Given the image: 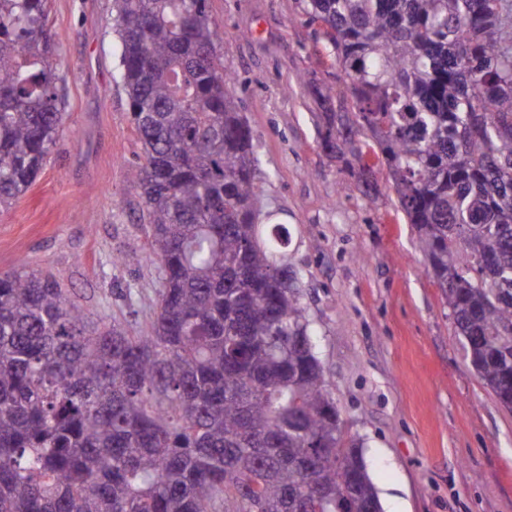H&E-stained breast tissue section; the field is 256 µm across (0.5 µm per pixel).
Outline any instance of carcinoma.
I'll list each match as a JSON object with an SVG mask.
<instances>
[{"label":"carcinoma","instance_id":"1","mask_svg":"<svg viewBox=\"0 0 512 512\" xmlns=\"http://www.w3.org/2000/svg\"><path fill=\"white\" fill-rule=\"evenodd\" d=\"M344 88L328 155L384 165L470 363L512 411V0H304ZM143 146L130 171L165 287L139 332L50 275L0 274V512L381 508L309 335L208 0H115ZM46 0H0V207L57 145ZM349 112L332 111L336 96ZM373 165V166H375ZM373 166L360 167L374 201ZM354 476V482L346 478Z\"/></svg>","mask_w":512,"mask_h":512}]
</instances>
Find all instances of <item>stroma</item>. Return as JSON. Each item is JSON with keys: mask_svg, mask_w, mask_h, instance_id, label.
I'll list each match as a JSON object with an SVG mask.
<instances>
[{"mask_svg": "<svg viewBox=\"0 0 512 512\" xmlns=\"http://www.w3.org/2000/svg\"><path fill=\"white\" fill-rule=\"evenodd\" d=\"M302 0H210L217 48L253 131L262 212L291 232L296 270L345 437L383 512H512V411L472 368L384 167L369 203L351 153L320 147L314 88L336 65ZM64 114L44 169L0 210V273L55 275L91 316L140 328L156 265L113 264L147 245L128 173L142 144L120 81L114 0H48Z\"/></svg>", "mask_w": 512, "mask_h": 512, "instance_id": "obj_1", "label": "stroma"}]
</instances>
